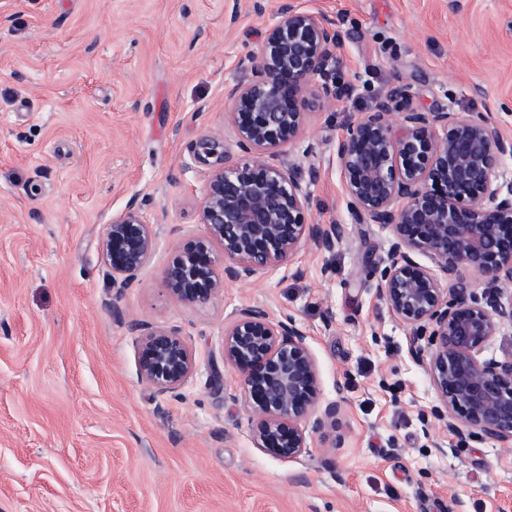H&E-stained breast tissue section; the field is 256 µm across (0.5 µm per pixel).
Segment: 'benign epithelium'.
Listing matches in <instances>:
<instances>
[{"mask_svg": "<svg viewBox=\"0 0 512 512\" xmlns=\"http://www.w3.org/2000/svg\"><path fill=\"white\" fill-rule=\"evenodd\" d=\"M278 14L258 48L239 61L240 76L224 87V120L242 155L227 156L214 134L195 153L210 166L198 207L208 234L186 241L182 256L163 270L180 305L213 303L228 283L290 265L304 242L332 251L342 240L341 225L307 217L308 184L319 171L309 166L305 181L281 155L309 125V92L325 104L342 102L359 75L336 66L344 42L337 21L298 0H279ZM334 152L359 223L392 230L377 295L407 329L416 360H424L421 341L430 336L427 364L448 431L474 429L512 445V361L480 358L501 326L512 324V300L478 297L465 275L512 286V177L504 166L512 138L488 116L421 112L409 87L395 85L371 111L346 119ZM154 250L153 227L131 201L112 218L101 246L116 294L135 283ZM418 254L435 268L418 263ZM135 329L141 379L177 394L196 367L192 347L176 329ZM222 356L239 377L259 450L297 459L308 453L311 435L336 421L337 403L319 407L317 363L294 315L237 310L224 327Z\"/></svg>", "mask_w": 512, "mask_h": 512, "instance_id": "benign-epithelium-1", "label": "benign epithelium"}]
</instances>
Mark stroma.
Returning <instances> with one entry per match:
<instances>
[{
    "label": "stroma",
    "instance_id": "obj_1",
    "mask_svg": "<svg viewBox=\"0 0 512 512\" xmlns=\"http://www.w3.org/2000/svg\"><path fill=\"white\" fill-rule=\"evenodd\" d=\"M254 1L0 0V512H512V446L449 434L376 293L392 232L358 223L334 155L346 115L396 84L421 111L488 115L512 136V0H299L338 20L341 69L360 76L316 106L313 155L284 154L319 169L308 215L343 240L182 306L162 271L208 233L194 150L211 133L235 148L224 85L277 20V0ZM133 199L156 247L117 298L101 241ZM248 305L296 316L321 401L340 406L292 461L255 448L222 362ZM141 322L195 351L178 396L139 377Z\"/></svg>",
    "mask_w": 512,
    "mask_h": 512
}]
</instances>
